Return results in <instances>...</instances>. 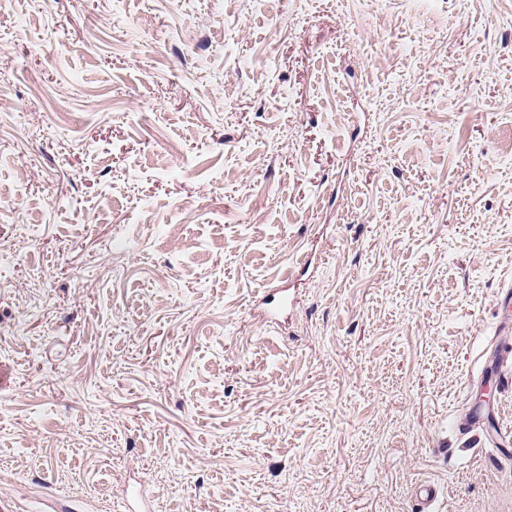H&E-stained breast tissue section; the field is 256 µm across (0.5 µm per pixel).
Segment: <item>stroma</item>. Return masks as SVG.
<instances>
[{
  "label": "stroma",
  "instance_id": "1",
  "mask_svg": "<svg viewBox=\"0 0 512 512\" xmlns=\"http://www.w3.org/2000/svg\"><path fill=\"white\" fill-rule=\"evenodd\" d=\"M510 141L512 0H0V499L512 512Z\"/></svg>",
  "mask_w": 512,
  "mask_h": 512
}]
</instances>
